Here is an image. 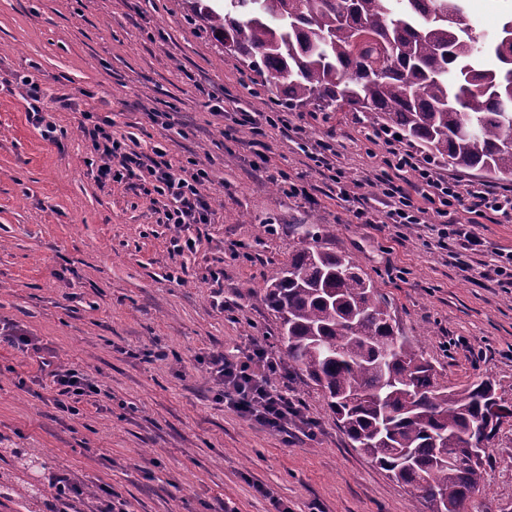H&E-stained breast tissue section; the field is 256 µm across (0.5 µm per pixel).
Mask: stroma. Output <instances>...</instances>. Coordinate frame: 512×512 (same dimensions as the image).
<instances>
[{"mask_svg":"<svg viewBox=\"0 0 512 512\" xmlns=\"http://www.w3.org/2000/svg\"><path fill=\"white\" fill-rule=\"evenodd\" d=\"M468 21L496 35L512 0H469ZM46 97L91 101L136 150L166 149L213 179L209 223L179 231L159 221L137 179L99 184L74 112L55 109V140L28 119L8 74ZM257 76L224 52L187 0H0V328L38 337L41 356L0 343V512H47L59 473L110 487L123 512H275L269 486L292 512H427L409 488L352 448L319 387L296 370L286 386L314 425L274 434L224 403L202 356L257 344L282 354L280 324L261 300L307 224H332L319 244L356 258L419 339L440 384L494 380L512 405V288L486 278L478 256L440 249L438 223L397 230L358 223L302 145L330 142L351 180L382 197L383 144L356 112L291 110L290 135H252L229 118L273 110L251 93ZM225 113L213 115V105ZM167 114L166 123L153 113ZM308 197L274 188L272 175ZM185 233L193 250L173 251ZM219 279H212V272ZM49 358L87 375L98 393L78 414L58 409ZM43 463L24 473L14 450ZM485 486L467 512H512V420L487 446Z\"/></svg>","mask_w":512,"mask_h":512,"instance_id":"stroma-1","label":"stroma"}]
</instances>
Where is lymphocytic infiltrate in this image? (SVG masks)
Wrapping results in <instances>:
<instances>
[{
    "label": "lymphocytic infiltrate",
    "mask_w": 512,
    "mask_h": 512,
    "mask_svg": "<svg viewBox=\"0 0 512 512\" xmlns=\"http://www.w3.org/2000/svg\"><path fill=\"white\" fill-rule=\"evenodd\" d=\"M78 127L90 141L93 157L88 164L95 169L99 183L119 182L139 177L150 186V191L164 202L163 216L174 226L204 224L211 211L203 190L210 181L203 168L173 166L163 149H155L147 156L131 148L126 137L115 136L111 120L83 109L79 112ZM378 140L386 147L383 162L397 173L414 177L410 186L403 187L385 180L383 195L385 210L374 215L359 207L362 182L343 181L341 169L331 168V144H320L311 155L318 166L331 168V181L336 184V196L342 201L356 203L355 214L366 224H421L428 212L441 218L436 229L437 242L442 248L461 252H477L486 246V239L476 231L475 224L462 223L457 217L458 206H466L477 216L487 213L508 217L512 215V192L493 191L483 184L461 185L454 179L442 177L428 163H422L410 150L404 148L394 131L378 132ZM212 376L224 389V402L242 418L258 423L273 432L287 431L289 426H312L299 400L290 397L286 387L280 386L284 377L281 360L265 347L256 345L235 355L210 354L207 358ZM58 397L55 404L71 411V403L78 397L96 392L94 383L67 366L56 364L48 371Z\"/></svg>",
    "instance_id": "1"
}]
</instances>
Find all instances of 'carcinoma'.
Returning <instances> with one entry per match:
<instances>
[{
  "label": "carcinoma",
  "mask_w": 512,
  "mask_h": 512,
  "mask_svg": "<svg viewBox=\"0 0 512 512\" xmlns=\"http://www.w3.org/2000/svg\"><path fill=\"white\" fill-rule=\"evenodd\" d=\"M203 0L191 10L286 105L362 112L427 156L490 179L512 176V18L489 38L450 15L468 0ZM493 56L485 69L477 56ZM288 364L320 387L352 447L424 499L464 506L486 444L512 406L486 377L437 383L400 333L382 288L352 257L307 246L266 286Z\"/></svg>",
  "instance_id": "carcinoma-1"
}]
</instances>
